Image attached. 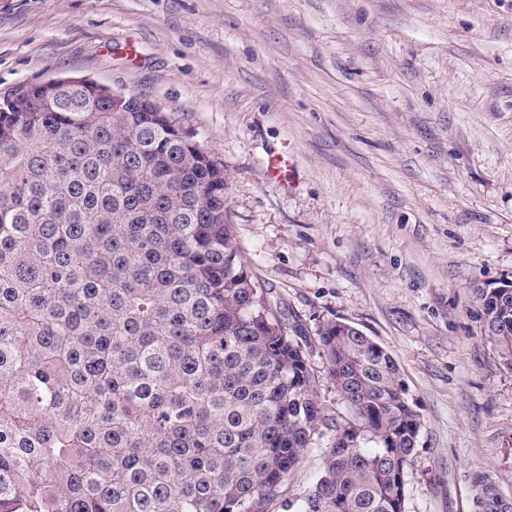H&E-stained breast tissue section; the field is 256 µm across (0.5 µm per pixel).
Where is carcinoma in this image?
Returning <instances> with one entry per match:
<instances>
[{"label":"carcinoma","instance_id":"carcinoma-1","mask_svg":"<svg viewBox=\"0 0 512 512\" xmlns=\"http://www.w3.org/2000/svg\"><path fill=\"white\" fill-rule=\"evenodd\" d=\"M88 80L0 102V512H404L421 417L394 358L314 339L254 280L224 165ZM512 370V280L473 288ZM324 357L345 412L318 393ZM321 468V459L316 451L310 452L303 462L290 474L284 494L289 500L300 498L316 480Z\"/></svg>","mask_w":512,"mask_h":512}]
</instances>
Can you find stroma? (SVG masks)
<instances>
[{
    "mask_svg": "<svg viewBox=\"0 0 512 512\" xmlns=\"http://www.w3.org/2000/svg\"><path fill=\"white\" fill-rule=\"evenodd\" d=\"M63 76L179 113L253 278L396 359L405 512L512 506V371L470 294L512 278V0H0V100Z\"/></svg>",
    "mask_w": 512,
    "mask_h": 512,
    "instance_id": "stroma-1",
    "label": "stroma"
}]
</instances>
